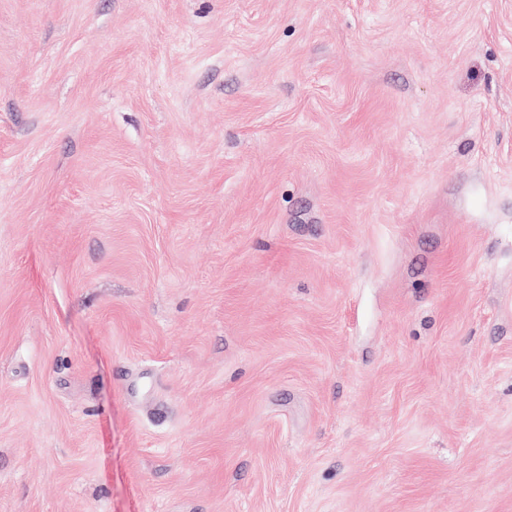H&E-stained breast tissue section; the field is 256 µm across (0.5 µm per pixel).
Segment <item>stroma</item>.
I'll list each match as a JSON object with an SVG mask.
<instances>
[{
  "mask_svg": "<svg viewBox=\"0 0 512 512\" xmlns=\"http://www.w3.org/2000/svg\"><path fill=\"white\" fill-rule=\"evenodd\" d=\"M0 512H512V0H0Z\"/></svg>",
  "mask_w": 512,
  "mask_h": 512,
  "instance_id": "obj_1",
  "label": "stroma"
}]
</instances>
